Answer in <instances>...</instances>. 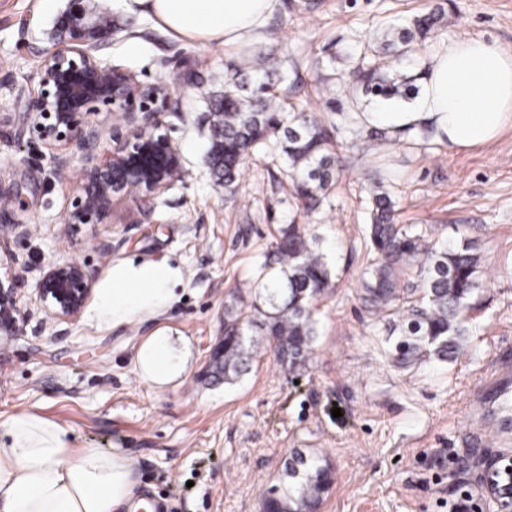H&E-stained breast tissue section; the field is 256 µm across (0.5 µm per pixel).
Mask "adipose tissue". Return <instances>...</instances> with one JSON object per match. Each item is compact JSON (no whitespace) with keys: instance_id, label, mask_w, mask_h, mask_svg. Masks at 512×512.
<instances>
[{"instance_id":"ef3b65f1","label":"adipose tissue","mask_w":512,"mask_h":512,"mask_svg":"<svg viewBox=\"0 0 512 512\" xmlns=\"http://www.w3.org/2000/svg\"><path fill=\"white\" fill-rule=\"evenodd\" d=\"M124 6L173 35L235 48L260 39L280 0H124ZM365 121L394 130L424 123L459 151L486 146L512 127V53L479 38L453 41L432 57L411 107L379 102ZM182 280L164 260L115 261L95 290L93 313L112 326L159 314ZM189 360V349L176 348L161 329L140 343L134 368L165 387L182 377ZM137 485L132 457L73 447L67 429L38 412L0 423V512H131Z\"/></svg>"}]
</instances>
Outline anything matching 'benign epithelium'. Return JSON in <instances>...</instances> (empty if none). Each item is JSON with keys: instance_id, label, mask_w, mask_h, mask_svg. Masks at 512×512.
Wrapping results in <instances>:
<instances>
[{"instance_id": "7a95c632", "label": "benign epithelium", "mask_w": 512, "mask_h": 512, "mask_svg": "<svg viewBox=\"0 0 512 512\" xmlns=\"http://www.w3.org/2000/svg\"><path fill=\"white\" fill-rule=\"evenodd\" d=\"M71 7L62 21L69 46L41 57L39 90L25 116L23 134L47 146L63 148L58 165L68 164L64 147L75 144L85 155L84 186L72 202L68 224H90L103 220L112 198L135 189L154 199L174 182L181 169V156L163 121L161 111L169 107V96L160 85L141 87L124 72L104 66L92 50L112 38V28L100 25L81 6ZM113 106L124 112L126 133L105 131L85 121L86 115ZM153 116L147 124L135 125L136 114ZM115 142L106 157L96 150L103 135ZM93 281L86 269L73 262L50 263L36 288L41 300L50 304L58 318L77 315L90 297ZM19 279H0V331H19ZM488 495L496 512H512V457L499 458L487 476Z\"/></svg>"}]
</instances>
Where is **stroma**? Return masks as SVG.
Returning a JSON list of instances; mask_svg holds the SVG:
<instances>
[{"instance_id": "obj_1", "label": "stroma", "mask_w": 512, "mask_h": 512, "mask_svg": "<svg viewBox=\"0 0 512 512\" xmlns=\"http://www.w3.org/2000/svg\"><path fill=\"white\" fill-rule=\"evenodd\" d=\"M427 1L445 11L430 50L479 37L512 51V0H281L260 42L233 50L175 37L121 0H83L112 28L94 51L100 62L168 89L162 120L183 178L151 200L134 191L115 197L102 223L68 224L81 153L57 169L55 150L20 131L42 54L66 45L59 19L69 0H0V191L16 200L0 223V270L18 274L25 314L16 335L0 333V422L35 410L67 428L75 446L125 451L137 462L138 498L159 512H261L267 490L286 481V461L301 457L332 472L318 512H448L459 490L481 488L494 460L512 454L502 429L512 394L485 415L469 410L487 382L512 380V127L468 151L407 131L367 155L360 146L370 128L355 115L377 98L359 85L336 86L347 56L385 43V19L413 16ZM275 37L288 47L275 92L316 116L342 157L335 186L311 215L271 156L249 162L233 193L207 165L202 91L223 93L235 66L267 52ZM377 181L397 203V223L426 225L452 246L470 242L479 258L456 358L398 365L387 321L364 302L365 198ZM284 224L305 225L334 273V288L315 304L309 366L285 370L262 344L237 381L212 380L224 305L254 283ZM119 259L180 268L176 301L159 316L112 327L91 306L62 321L40 300L36 285L50 262L80 263L98 282ZM161 328L191 351L181 383L166 388L133 366L137 346Z\"/></svg>"}]
</instances>
